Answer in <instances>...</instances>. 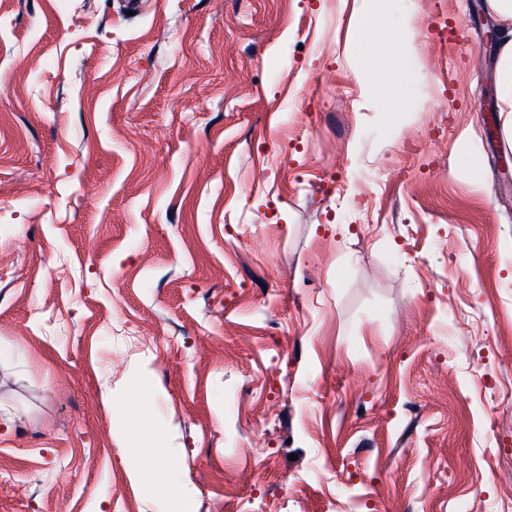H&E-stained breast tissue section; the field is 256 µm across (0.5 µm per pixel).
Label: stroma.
<instances>
[{
    "mask_svg": "<svg viewBox=\"0 0 512 512\" xmlns=\"http://www.w3.org/2000/svg\"><path fill=\"white\" fill-rule=\"evenodd\" d=\"M359 9L0 0V512H512L497 22ZM363 3L359 18L356 24V35L352 42L351 52L353 56L359 61L364 60L371 53V42L366 36L367 31L370 28L371 18L367 10V1L371 0H360ZM130 457L129 462V475L134 483H144L152 479H161L169 482L171 481V472L166 471L163 467L158 465L156 462L157 471L150 474L146 469L144 463V455L135 449Z\"/></svg>",
    "mask_w": 512,
    "mask_h": 512,
    "instance_id": "1",
    "label": "stroma"
}]
</instances>
